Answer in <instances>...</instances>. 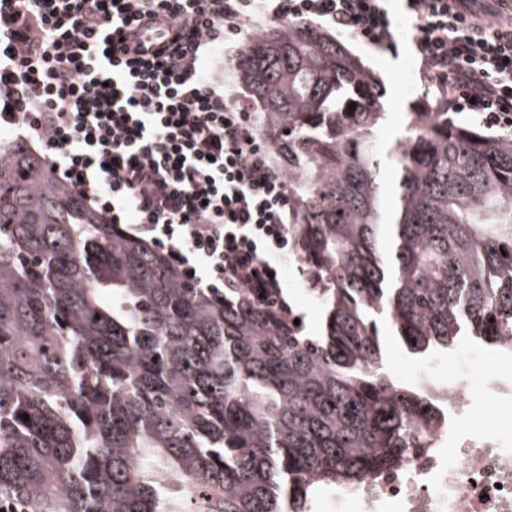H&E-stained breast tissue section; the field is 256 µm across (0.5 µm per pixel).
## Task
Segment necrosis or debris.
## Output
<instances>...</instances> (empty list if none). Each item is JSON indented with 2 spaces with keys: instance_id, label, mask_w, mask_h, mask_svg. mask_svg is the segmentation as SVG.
<instances>
[{
  "instance_id": "4bbe7bcc",
  "label": "necrosis or debris",
  "mask_w": 512,
  "mask_h": 512,
  "mask_svg": "<svg viewBox=\"0 0 512 512\" xmlns=\"http://www.w3.org/2000/svg\"><path fill=\"white\" fill-rule=\"evenodd\" d=\"M470 370L464 362L450 375H431L444 396L431 447L411 449L362 487L331 491V512H512V373L489 372L477 389ZM479 390L499 403L500 435L457 429L472 414ZM446 437L453 440L452 449L440 447Z\"/></svg>"
}]
</instances>
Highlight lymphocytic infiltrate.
Segmentation results:
<instances>
[{
  "instance_id": "f902f5d3",
  "label": "lymphocytic infiltrate",
  "mask_w": 512,
  "mask_h": 512,
  "mask_svg": "<svg viewBox=\"0 0 512 512\" xmlns=\"http://www.w3.org/2000/svg\"><path fill=\"white\" fill-rule=\"evenodd\" d=\"M512 0H403L451 112L512 135ZM308 20L396 48L391 0H0V129L183 278L287 309L293 198L210 61L225 35Z\"/></svg>"
}]
</instances>
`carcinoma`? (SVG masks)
<instances>
[{
  "label": "carcinoma",
  "mask_w": 512,
  "mask_h": 512,
  "mask_svg": "<svg viewBox=\"0 0 512 512\" xmlns=\"http://www.w3.org/2000/svg\"><path fill=\"white\" fill-rule=\"evenodd\" d=\"M238 67L288 175L319 332L189 284L40 155L0 146V502L309 512L441 418L437 390L389 371L379 324L415 359L512 338V137L430 106L379 148L377 78L311 25L258 34Z\"/></svg>",
  "instance_id": "obj_1"
}]
</instances>
